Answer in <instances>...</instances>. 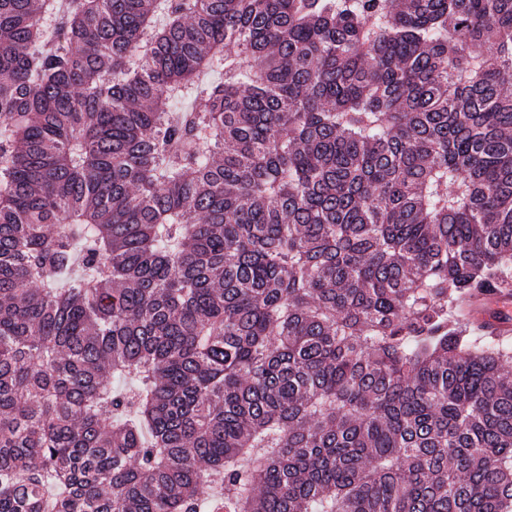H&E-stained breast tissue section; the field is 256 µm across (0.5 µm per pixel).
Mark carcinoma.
I'll return each instance as SVG.
<instances>
[{
  "instance_id": "obj_1",
  "label": "carcinoma",
  "mask_w": 512,
  "mask_h": 512,
  "mask_svg": "<svg viewBox=\"0 0 512 512\" xmlns=\"http://www.w3.org/2000/svg\"><path fill=\"white\" fill-rule=\"evenodd\" d=\"M512 0H0V512H512ZM473 316L479 322L489 326L488 331L508 336L512 334V299L497 296L473 304Z\"/></svg>"
}]
</instances>
